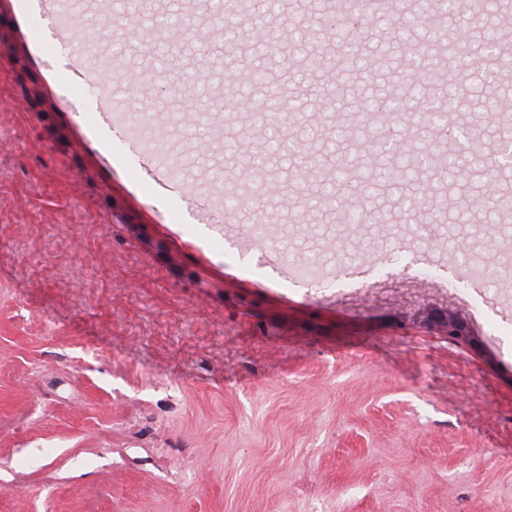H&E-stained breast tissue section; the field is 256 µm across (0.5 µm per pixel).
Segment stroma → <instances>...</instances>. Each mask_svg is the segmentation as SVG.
Returning <instances> with one entry per match:
<instances>
[{
	"label": "stroma",
	"mask_w": 512,
	"mask_h": 512,
	"mask_svg": "<svg viewBox=\"0 0 512 512\" xmlns=\"http://www.w3.org/2000/svg\"><path fill=\"white\" fill-rule=\"evenodd\" d=\"M72 3L69 40L145 97H118L126 127L163 140L186 192L135 175L136 144L110 152L125 127L98 129L94 91L0 0V512H512V233L485 223L483 181L426 185L414 212L401 185L318 200L285 162L252 173L264 97L219 35L160 41L132 6ZM321 15L256 17L289 141L363 139L369 100L408 98L418 68L462 87L456 127L495 138L496 85L477 55L421 50L430 17L398 0L339 42ZM358 46L385 67L309 65ZM325 81L345 111L324 112ZM467 252L496 286L466 279ZM446 310L476 345L427 324Z\"/></svg>",
	"instance_id": "1"
}]
</instances>
